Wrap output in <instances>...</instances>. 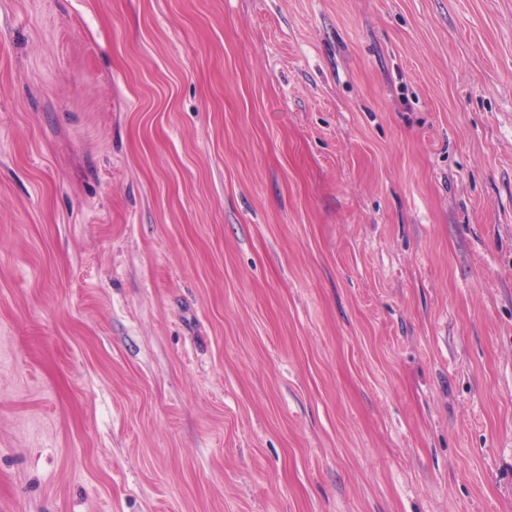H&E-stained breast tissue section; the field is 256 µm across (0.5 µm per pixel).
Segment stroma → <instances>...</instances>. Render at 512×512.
<instances>
[{
    "label": "stroma",
    "mask_w": 512,
    "mask_h": 512,
    "mask_svg": "<svg viewBox=\"0 0 512 512\" xmlns=\"http://www.w3.org/2000/svg\"><path fill=\"white\" fill-rule=\"evenodd\" d=\"M0 512H512V0H0Z\"/></svg>",
    "instance_id": "35a3bbf8"
}]
</instances>
